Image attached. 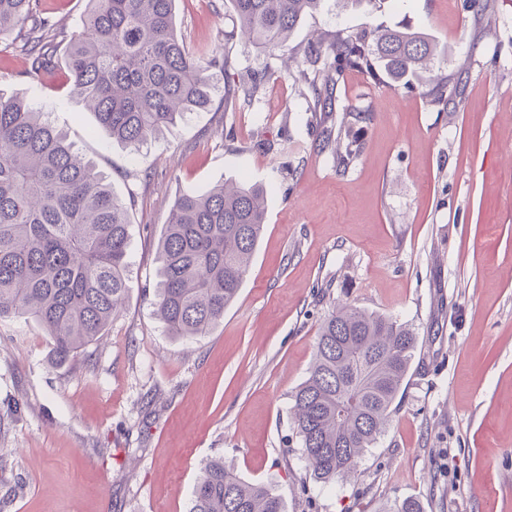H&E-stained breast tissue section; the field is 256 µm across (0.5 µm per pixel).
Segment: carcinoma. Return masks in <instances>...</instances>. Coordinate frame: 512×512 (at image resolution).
<instances>
[{"label":"carcinoma","instance_id":"carcinoma-1","mask_svg":"<svg viewBox=\"0 0 512 512\" xmlns=\"http://www.w3.org/2000/svg\"><path fill=\"white\" fill-rule=\"evenodd\" d=\"M241 34L270 52L288 50L301 19L322 0H230ZM175 0H87L81 30L58 55L61 31L37 0H0V45L27 56L40 80L63 67L70 92L94 112L100 135L136 148L187 115L204 112L224 80L215 54H193L177 36ZM436 45L409 27L376 36L336 32L326 50H304L300 76L315 107L347 70L427 87ZM358 147L336 140L348 165ZM266 224L265 190L223 182L173 205L158 243L155 309L170 336L193 340L224 320ZM127 206L107 177L42 112L0 96V319L37 323L67 362L100 341L130 288ZM417 347L407 325L338 304L323 319L307 379L293 395V426L317 482L357 475L366 449L389 425ZM187 512H285L271 486L242 479L224 459L200 468Z\"/></svg>","mask_w":512,"mask_h":512}]
</instances>
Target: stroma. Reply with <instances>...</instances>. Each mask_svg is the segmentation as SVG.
Here are the masks:
<instances>
[{
    "mask_svg": "<svg viewBox=\"0 0 512 512\" xmlns=\"http://www.w3.org/2000/svg\"><path fill=\"white\" fill-rule=\"evenodd\" d=\"M402 24L438 43L458 95L345 73L333 116L361 143L345 169L296 66L243 39L229 0H175L178 36L225 56L230 83L274 79L136 149L96 134L65 71L31 81L0 48V95L47 112L131 224L128 302L99 342L59 365L36 324L0 321V512H186L218 456L286 512H512V0H323L289 44ZM225 180L266 188V224L223 321L185 341L154 314L157 244L177 197ZM338 300L409 324L418 348L357 478L323 486L290 407Z\"/></svg>",
    "mask_w": 512,
    "mask_h": 512,
    "instance_id": "35a3bbf8",
    "label": "stroma"
}]
</instances>
